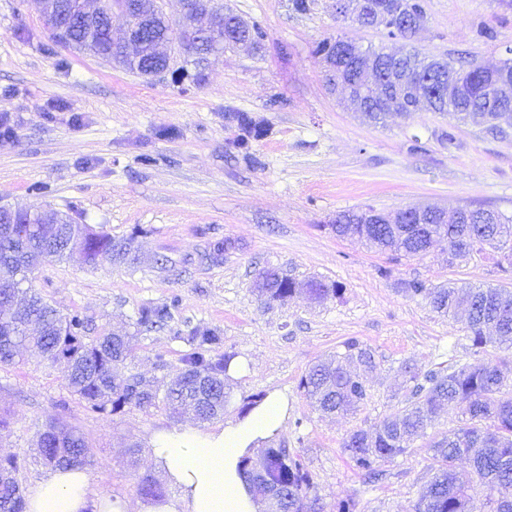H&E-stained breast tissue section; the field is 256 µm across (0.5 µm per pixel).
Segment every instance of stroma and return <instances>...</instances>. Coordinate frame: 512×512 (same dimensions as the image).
I'll return each mask as SVG.
<instances>
[{
  "instance_id": "1",
  "label": "stroma",
  "mask_w": 512,
  "mask_h": 512,
  "mask_svg": "<svg viewBox=\"0 0 512 512\" xmlns=\"http://www.w3.org/2000/svg\"><path fill=\"white\" fill-rule=\"evenodd\" d=\"M336 0H224L266 33L258 53L225 52L201 80L172 74L143 77L89 53L56 43L31 0H0V206L53 209L113 239H132L137 264L79 260L46 262L32 287L62 313L86 315L91 335L125 331L128 366L148 383L182 370L195 327L216 330L221 351L245 370L230 379L223 419L279 391L288 398L284 430L270 447L288 449L312 474L322 512L349 498L355 512H415L432 475L431 439L459 426L458 407L408 453L382 464L368 482L343 446L356 430H374L410 396L399 376L404 363L427 371L469 355L463 318L433 312L428 301L399 292L398 281L420 279L512 290V267L498 253L448 264V246L400 257L337 237L338 213L414 206L444 210L488 207L512 215V136L431 112L391 116L379 127L339 104L326 84L318 43L341 36L363 45L401 48L380 27L361 28L336 13ZM426 22L414 35L425 55L506 59L512 47V0H422ZM262 120L264 137L247 152L231 149L238 134L225 112ZM452 132L454 144L441 135ZM260 159L254 167L249 156ZM218 239L233 244L218 264L205 260ZM268 265L304 282L339 287L324 302L299 293L266 303L253 283ZM173 303L160 328L137 326L145 305ZM354 338L373 358L358 371L368 397L351 415L315 410L299 387L318 360ZM0 457L19 456L17 475L30 488L47 468L37 434L65 418L85 436L94 490L141 501L150 437L175 427L164 407L129 406L115 415L87 411L61 373L39 352L23 365L0 368Z\"/></svg>"
}]
</instances>
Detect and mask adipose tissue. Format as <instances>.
Listing matches in <instances>:
<instances>
[{
    "mask_svg": "<svg viewBox=\"0 0 512 512\" xmlns=\"http://www.w3.org/2000/svg\"><path fill=\"white\" fill-rule=\"evenodd\" d=\"M287 419L288 401L275 391L219 431L193 424L155 436L147 457L177 488L173 499L143 502L134 510L126 498L95 494L86 470L56 468L29 490L25 512H259L243 461Z\"/></svg>",
    "mask_w": 512,
    "mask_h": 512,
    "instance_id": "ef3b65f1",
    "label": "adipose tissue"
}]
</instances>
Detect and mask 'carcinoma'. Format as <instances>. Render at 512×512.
Wrapping results in <instances>:
<instances>
[{"label": "carcinoma", "instance_id": "cac0c4a2", "mask_svg": "<svg viewBox=\"0 0 512 512\" xmlns=\"http://www.w3.org/2000/svg\"><path fill=\"white\" fill-rule=\"evenodd\" d=\"M60 28L70 45L84 47L96 56L116 61L130 71L153 65L150 58L134 64L120 58L112 47L107 24L87 25L71 21L69 0H58ZM382 7L380 25L390 38L412 40L416 27L426 16L420 0H370ZM242 18L232 13L224 17L223 48L233 49L237 40L247 38L260 51L265 38L261 25L253 21L241 27ZM189 23L159 25L155 37L189 54L210 48L214 37L202 30L187 39ZM317 52L327 66L336 70L338 83L348 91L356 110L368 114L379 124L398 112L407 116L427 110L453 119L470 121L494 138L507 134L496 129L500 112H512V98L498 96L500 82L512 80V58L489 67L470 61L455 65L450 59L436 60L422 55L415 47L403 54L363 48L342 37L324 39ZM368 58L384 73L394 72L406 78L403 85L390 82L368 88L370 81L363 66ZM466 86V95L453 103L445 99L421 98L409 91V84L440 75ZM239 131L236 148L264 135L265 128L247 112L231 113ZM462 224H442L438 218L429 224H364L362 213L343 212L336 216L332 229L340 238L358 237L374 246L404 256L427 253L430 240L448 239V265L486 248L497 250L507 260L512 258V217L495 212L494 224H483V208L460 207ZM78 246L85 264L102 261L133 264V239L115 241L95 232L88 224L40 223L39 213L15 209L3 214L0 223V366H18L25 351L37 350L48 364L61 370L71 392L84 407L99 414H118L127 406L148 411L160 405L173 417L194 412L200 423L219 419L230 402L224 377L234 356L219 354L221 336L211 329H193L184 340L191 351L182 358L183 369L176 379L156 386L154 395L140 391L141 379L128 372L130 357L128 336L104 332L89 336V320L79 314L63 315L32 289L30 274L46 261H62L72 255L62 235ZM399 288L405 295L422 297L433 311L448 315L459 308L467 313V328L472 342V361L457 362L448 369L429 370L424 374L411 366L400 368L404 382L411 385L410 398L398 413L385 419L373 432H352L344 443L354 467L369 478L380 473L383 462L407 453L414 441L434 425L440 412L452 403L463 405V426L433 443L431 451L435 472L420 488L415 512H472L476 487L486 491L483 512H512V392L508 387L512 367L503 360L497 364L477 359L488 346L512 348V291L506 288H472L467 285L432 286L420 280H404ZM303 291L312 299L324 301L339 289L319 280L297 282L274 268L258 274V294L270 301L285 302ZM171 318L167 303L139 310L136 325L161 326ZM338 353L314 365L301 379L300 388L315 407L324 413L348 414L367 398L366 380L347 369L357 361L371 363L370 353L352 339ZM37 448L43 463L50 467H78L91 462L90 448L81 433L62 421L37 436ZM265 478L251 481L255 494L268 489L288 493V505L301 512L305 500L315 490V483L299 459L285 448L260 451ZM469 461L470 468L460 470L456 462ZM19 489L16 478L0 484V512H24L15 506Z\"/></svg>", "mask_w": 512, "mask_h": 512}]
</instances>
